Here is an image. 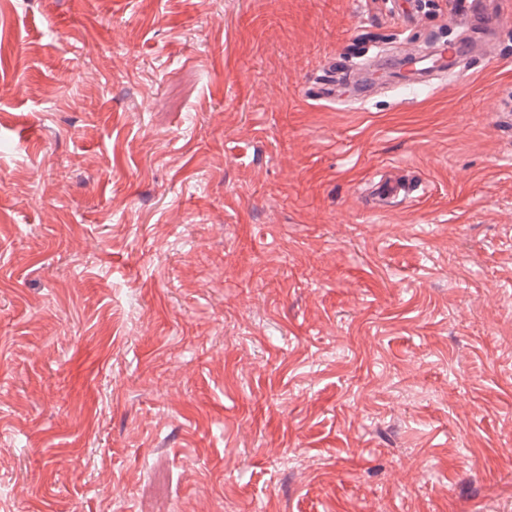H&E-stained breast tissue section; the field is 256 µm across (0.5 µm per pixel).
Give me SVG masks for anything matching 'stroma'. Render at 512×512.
Returning <instances> with one entry per match:
<instances>
[{"label": "stroma", "mask_w": 512, "mask_h": 512, "mask_svg": "<svg viewBox=\"0 0 512 512\" xmlns=\"http://www.w3.org/2000/svg\"><path fill=\"white\" fill-rule=\"evenodd\" d=\"M405 8L0 0V512H512V24ZM462 17L463 31L457 40L443 42L430 55H422L410 48L407 63L415 70L430 73L451 63H461L468 56L494 57L498 47V30L510 20L512 4L509 0H467Z\"/></svg>", "instance_id": "35a3bbf8"}]
</instances>
